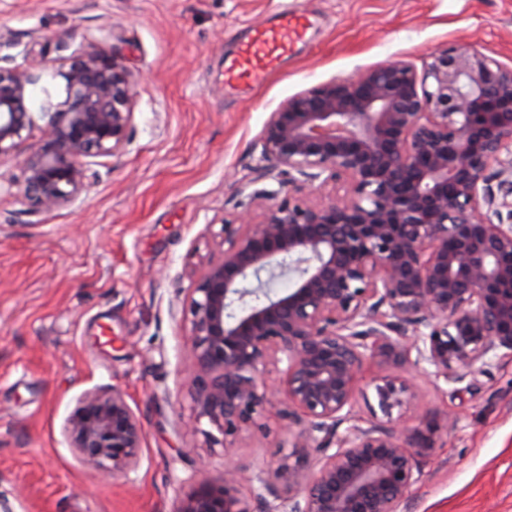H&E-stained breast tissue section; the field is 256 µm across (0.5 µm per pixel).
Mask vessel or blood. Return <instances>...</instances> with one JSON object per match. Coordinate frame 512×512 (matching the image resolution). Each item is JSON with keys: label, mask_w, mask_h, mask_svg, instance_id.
<instances>
[{"label": "vessel or blood", "mask_w": 512, "mask_h": 512, "mask_svg": "<svg viewBox=\"0 0 512 512\" xmlns=\"http://www.w3.org/2000/svg\"><path fill=\"white\" fill-rule=\"evenodd\" d=\"M305 33V17L296 9L280 11L275 24L252 28L248 41L225 67L227 82H263Z\"/></svg>", "instance_id": "obj_1"}]
</instances>
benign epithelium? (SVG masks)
Instances as JSON below:
<instances>
[{"mask_svg":"<svg viewBox=\"0 0 512 512\" xmlns=\"http://www.w3.org/2000/svg\"><path fill=\"white\" fill-rule=\"evenodd\" d=\"M21 54L0 55V156L45 122L17 194L50 212L84 192L91 159L125 147L131 81L113 52L79 49L54 71L64 98L45 88L38 104L48 63ZM261 154L256 179L285 168L292 193L224 220V248L193 288L188 384L224 476L201 474L178 512H253L235 448L274 408L293 451L255 477L259 512H401L453 418L407 426L398 372L469 389L457 368L512 354V69L457 46L421 74L393 60L315 86L270 113ZM330 185L343 194L311 200ZM367 359L387 421L341 434ZM270 366L286 390L261 381ZM65 430L90 471L141 462L143 426L117 387L85 393Z\"/></svg>","mask_w":512,"mask_h":512,"instance_id":"benign-epithelium-1","label":"benign epithelium"}]
</instances>
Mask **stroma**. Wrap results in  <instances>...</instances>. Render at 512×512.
<instances>
[{
    "instance_id": "1",
    "label": "stroma",
    "mask_w": 512,
    "mask_h": 512,
    "mask_svg": "<svg viewBox=\"0 0 512 512\" xmlns=\"http://www.w3.org/2000/svg\"><path fill=\"white\" fill-rule=\"evenodd\" d=\"M305 13L302 42L259 86L224 87V61L249 28ZM0 38L56 64L80 48L113 51L132 80L125 149L95 159L74 204L30 213L0 191V497L16 512H178L198 469L224 474V451L194 427L184 348L203 264L223 218L251 195L271 112L313 86L402 59L423 71L464 44L512 69V0H0ZM111 345H103L101 333ZM378 369L355 385L356 424L381 421ZM472 389L407 369L411 425L456 422L409 492V512H512V355L467 370ZM120 388L145 432L135 471L85 469L65 432L83 393ZM244 436L246 478L273 472L286 435L276 411Z\"/></svg>"
}]
</instances>
